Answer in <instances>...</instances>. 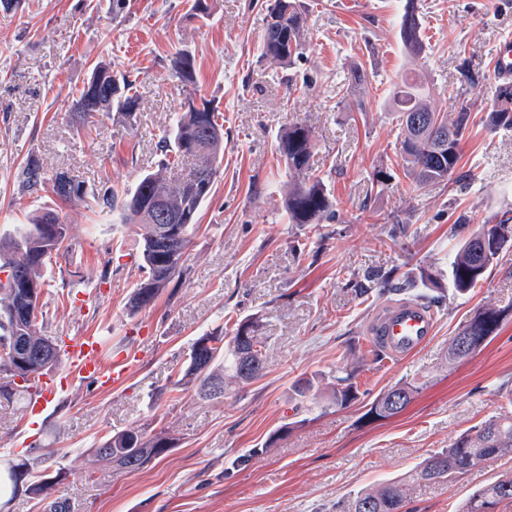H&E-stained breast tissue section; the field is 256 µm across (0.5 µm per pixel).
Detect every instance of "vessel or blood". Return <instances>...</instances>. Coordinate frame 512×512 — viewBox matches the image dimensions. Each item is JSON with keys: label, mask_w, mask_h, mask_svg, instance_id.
<instances>
[{"label": "vessel or blood", "mask_w": 512, "mask_h": 512, "mask_svg": "<svg viewBox=\"0 0 512 512\" xmlns=\"http://www.w3.org/2000/svg\"><path fill=\"white\" fill-rule=\"evenodd\" d=\"M493 70L502 79L512 78V41L499 45L493 58ZM437 317L418 300H404L378 312L370 321L366 334L391 359L401 361L427 344L435 333ZM61 361L68 374L79 375L109 389L120 385L128 372L122 363L104 366L101 339L95 335L69 340L61 348Z\"/></svg>", "instance_id": "1"}]
</instances>
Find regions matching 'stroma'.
I'll return each mask as SVG.
<instances>
[{"instance_id": "1", "label": "stroma", "mask_w": 512, "mask_h": 512, "mask_svg": "<svg viewBox=\"0 0 512 512\" xmlns=\"http://www.w3.org/2000/svg\"><path fill=\"white\" fill-rule=\"evenodd\" d=\"M416 2L425 50L412 60L399 38L405 0H303L306 42L289 67L261 55L262 0H211L205 21L191 17L192 0H127L117 16L109 0L0 9V236L32 212L57 213L70 252L45 269L42 332L61 340L98 334L105 363L130 364L114 391L52 367L48 379L64 389L35 418L23 415L22 401L0 397V467L34 459L32 482L63 472L50 496L69 512H336L358 490L401 477L460 432L512 411V247L466 293L448 285L458 218L475 229L512 211V128L485 122L501 85L492 55L512 38V0ZM179 53L194 60L193 82L172 73ZM102 59L134 81L139 107L77 128L72 104ZM355 67L367 79L361 92L342 86ZM408 69L442 110L472 107L462 158L440 186L414 188L404 176L389 99ZM189 96L222 113L224 160L182 277L131 316L127 302L142 272L120 242L139 228L94 196L132 190L157 169L159 142ZM296 123L313 133L311 173L323 178L336 213L317 237L289 223L282 204L289 175L275 138ZM33 160L69 171L90 198L25 192L22 171ZM397 225L407 234L394 242L388 234ZM393 268L437 274L445 304L425 347L377 363L364 326L396 296L370 289L368 278ZM486 303L505 313L497 336L447 365L459 325ZM251 315L261 317L267 342L262 378L218 400L181 383L194 339L219 329L232 336ZM344 368L357 371L360 398L316 409ZM303 379L313 383L307 399L295 392ZM414 379L424 386L401 413L366 419L380 391ZM128 429L167 430L174 446L137 472L107 465L86 477L88 448ZM510 470L506 457L453 485L417 486L413 506L455 512Z\"/></svg>"}]
</instances>
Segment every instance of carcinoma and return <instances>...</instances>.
<instances>
[{"label": "carcinoma", "mask_w": 512, "mask_h": 512, "mask_svg": "<svg viewBox=\"0 0 512 512\" xmlns=\"http://www.w3.org/2000/svg\"><path fill=\"white\" fill-rule=\"evenodd\" d=\"M416 0H406L400 23V40L405 52L413 59L421 56L424 45L420 36V21L416 14ZM266 29L261 44V55L270 62L291 66L302 55L307 16L297 0H266ZM172 70L182 81L193 77L194 60L184 54L172 60ZM138 105L134 82L126 74H118L106 62H97L87 82L73 104L78 125L102 113H130ZM392 111L397 113L401 133L400 154L404 161L405 176L417 186L435 185L447 181L461 160V144L467 129L470 107L461 104L454 117L438 109L429 100L424 87L415 77L405 74L395 83ZM220 115L208 102L197 103L189 97L177 114L173 129L160 142L166 160L158 169L142 177L137 186L123 197L110 189L96 198L104 208H119L141 225L142 233L134 249L142 261L145 276L134 286L127 303L128 312L136 314L152 304L165 288L180 277L182 257L186 253L193 233L199 228L198 215L209 197L224 158V146L210 141L208 131L224 130ZM487 124L493 128L512 127V86L500 87L497 100L487 114ZM276 149L285 161L288 172L296 182L288 189L284 209L291 224L308 225L315 229L334 219L332 204L323 179L310 177V159L313 152L312 131L294 124L283 129L277 137ZM192 161V170L185 177L169 175V171L185 160ZM22 183L29 192L49 188L66 202L78 203L87 197L84 185L66 171L49 172L33 160L23 171ZM167 199L169 211L176 216L178 237L170 238L162 247L157 225L148 222L154 198ZM67 238V225L59 217L45 211L23 225L14 235L0 238V270L13 271L20 282L34 285L32 291L0 282V374L13 377L18 371L28 379L44 374L43 364L34 356L17 364L11 356L10 340L26 336L35 346L45 338L39 317L43 316L42 296L46 281L43 268L52 257L59 255ZM512 246V218L504 217L495 224H484L472 232L455 254L448 257V282L458 293H464L482 279L493 266L500 253ZM382 284L395 289L414 288L420 282L438 285L437 276L424 270L415 275L406 272L401 280L392 282L393 274L379 276ZM504 320L503 312L487 303L476 310L459 328L458 336L448 344V365L452 366L477 352L488 338L495 335ZM249 322L252 345L256 354H263V337L258 334L259 318L245 317L235 323V329ZM469 337L464 354L457 350L458 337ZM224 337L207 333L198 337L189 348L188 364L183 378L194 383L200 397L208 381L218 379L224 388H235L261 378L265 362L259 361L252 375L241 379V355ZM354 372L336 377L331 404L346 408L358 398ZM172 447L171 438L161 431L145 435L139 430L116 433L102 438L88 456L94 461L112 462L114 450L135 459L136 472L161 455L159 449ZM156 448V455L150 449ZM512 457V414L490 417L460 433L449 447L425 458L416 468L399 480L358 492L339 506V512H361L360 505L376 502L375 512H408L414 486L438 479L453 483L464 478L482 462ZM500 506V512L512 509V472L499 476L488 486L473 492L459 506L458 512H489V507Z\"/></svg>", "instance_id": "carcinoma-1"}]
</instances>
